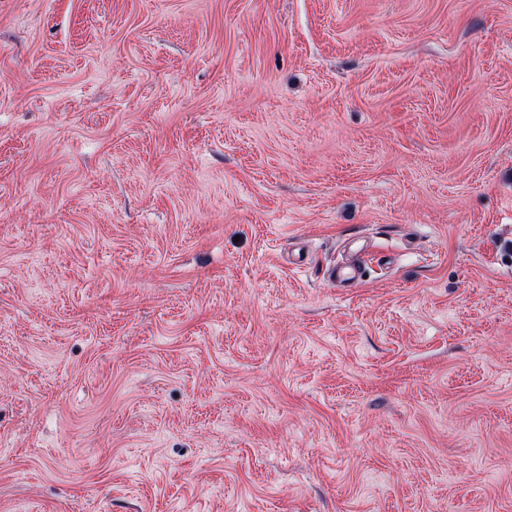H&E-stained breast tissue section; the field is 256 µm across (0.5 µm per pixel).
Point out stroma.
<instances>
[{"mask_svg": "<svg viewBox=\"0 0 512 512\" xmlns=\"http://www.w3.org/2000/svg\"><path fill=\"white\" fill-rule=\"evenodd\" d=\"M0 512H512V0H0Z\"/></svg>", "mask_w": 512, "mask_h": 512, "instance_id": "1", "label": "stroma"}]
</instances>
